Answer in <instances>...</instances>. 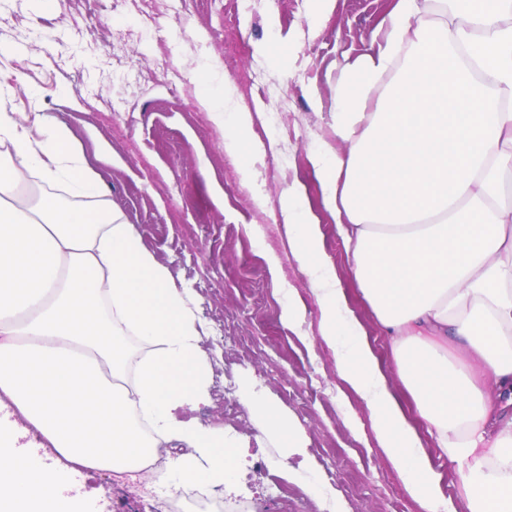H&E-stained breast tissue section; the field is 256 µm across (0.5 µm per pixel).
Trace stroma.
Wrapping results in <instances>:
<instances>
[{
    "mask_svg": "<svg viewBox=\"0 0 512 512\" xmlns=\"http://www.w3.org/2000/svg\"><path fill=\"white\" fill-rule=\"evenodd\" d=\"M162 0L147 18L133 5L87 15L74 0H0V61L8 111L68 129L121 221L131 224L195 297L215 382L191 417L248 443L241 497L253 512H421L385 456L367 403L339 378L321 339L323 314L295 258L280 202L298 188L349 307L401 389L391 340L364 299L323 204L311 162L343 150L331 130L344 67L372 52L394 0ZM238 44L227 51L228 24ZM253 114L260 152L236 158L198 99L224 83ZM249 165L252 180L239 170ZM302 316L283 319L288 301ZM252 390L294 426L325 497L277 466L278 438L243 399ZM80 512H224L212 490L144 495V479L105 471L63 474Z\"/></svg>",
    "mask_w": 512,
    "mask_h": 512,
    "instance_id": "stroma-1",
    "label": "stroma"
}]
</instances>
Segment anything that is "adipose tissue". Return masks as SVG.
Listing matches in <instances>:
<instances>
[{
    "instance_id": "obj_1",
    "label": "adipose tissue",
    "mask_w": 512,
    "mask_h": 512,
    "mask_svg": "<svg viewBox=\"0 0 512 512\" xmlns=\"http://www.w3.org/2000/svg\"><path fill=\"white\" fill-rule=\"evenodd\" d=\"M379 36L352 67L356 92L336 90L346 151L313 165L435 449L389 387L295 189L281 201L288 237L338 375L423 512H448L439 456L456 464L467 512H512V0H397ZM199 102L226 125L228 154L253 152L250 112ZM203 332L194 299L116 220L68 131L1 110L0 404L59 465L35 464L0 429V512H75L62 471H141L159 457L155 487L234 488L240 440L183 415L210 396ZM124 336L146 348L129 385ZM452 346L476 369L450 365Z\"/></svg>"
}]
</instances>
